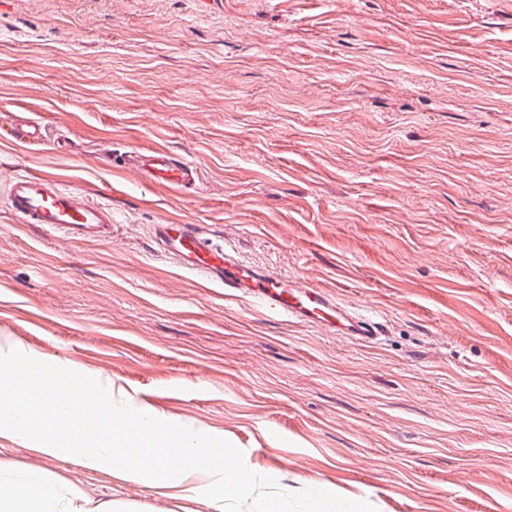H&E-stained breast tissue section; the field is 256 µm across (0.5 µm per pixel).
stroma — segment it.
<instances>
[{
	"label": "stroma",
	"instance_id": "stroma-1",
	"mask_svg": "<svg viewBox=\"0 0 512 512\" xmlns=\"http://www.w3.org/2000/svg\"><path fill=\"white\" fill-rule=\"evenodd\" d=\"M0 175L112 204L109 241L0 193V339L77 358L130 406L201 424L282 489L378 512H512V0H0ZM198 166L179 189L130 155ZM195 224L383 326L289 321L160 255ZM0 457L126 512L205 500ZM8 134L21 144L40 145L43 142L39 124L31 121L15 122L8 130Z\"/></svg>",
	"mask_w": 512,
	"mask_h": 512
}]
</instances>
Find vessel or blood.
I'll return each instance as SVG.
<instances>
[{
  "instance_id": "1",
  "label": "vessel or blood",
  "mask_w": 512,
  "mask_h": 512,
  "mask_svg": "<svg viewBox=\"0 0 512 512\" xmlns=\"http://www.w3.org/2000/svg\"><path fill=\"white\" fill-rule=\"evenodd\" d=\"M13 140L39 145L43 134L39 124L15 122L9 129ZM131 161L151 179L186 186L196 171L170 154L132 155ZM12 213L23 224H43L49 231L75 241L109 240L112 237V207L92 202L65 189L52 177L19 174L5 184ZM162 253L174 259L184 271L200 275L223 288L225 295L250 297L268 311L293 321L372 343L382 326L371 317L339 305L334 298L301 278H290L241 261L231 244L203 238L190 224H157L153 227Z\"/></svg>"
}]
</instances>
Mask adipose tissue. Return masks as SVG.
<instances>
[{
  "label": "adipose tissue",
  "mask_w": 512,
  "mask_h": 512,
  "mask_svg": "<svg viewBox=\"0 0 512 512\" xmlns=\"http://www.w3.org/2000/svg\"><path fill=\"white\" fill-rule=\"evenodd\" d=\"M14 467L12 460L0 458V512H113L109 503L94 507L78 493L58 494L45 479H10Z\"/></svg>",
  "instance_id": "ef3b65f1"
}]
</instances>
